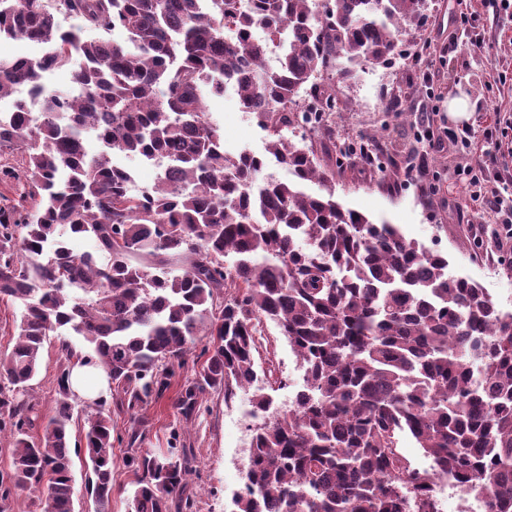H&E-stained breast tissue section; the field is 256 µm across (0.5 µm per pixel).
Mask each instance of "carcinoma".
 <instances>
[{"label":"carcinoma","instance_id":"obj_1","mask_svg":"<svg viewBox=\"0 0 512 512\" xmlns=\"http://www.w3.org/2000/svg\"><path fill=\"white\" fill-rule=\"evenodd\" d=\"M427 0H0V36L43 48L0 60V157L22 153V204L0 207V300L20 306L16 342L0 359V432L13 440L0 472V512L19 489L44 512H74L70 445L79 429L96 512H110L112 411L71 401L75 358L103 367L129 411L161 395L174 365L209 337L195 381L177 405L258 379V325L272 322L302 370L286 411L269 391L253 399L252 448L232 512H437L429 484L443 476L484 512H512V312L479 285L448 274V259L336 201V146L299 97L336 111L323 75L352 77L402 55ZM81 25L65 29L59 16ZM119 27L128 44L87 37ZM260 28L265 36L253 37ZM276 64L265 65L269 44ZM80 65L69 91L43 75ZM230 85L270 136L268 153L292 180L260 181L267 158L227 154L205 91ZM93 134L100 150L89 154ZM162 167L143 192L117 156ZM305 182L322 194L310 195ZM88 237L78 252L71 238ZM181 261L180 271L173 262ZM62 336L59 399L41 420L29 400L47 338ZM69 336L79 337L78 352ZM411 436L433 471L401 450ZM131 434L132 512H193L194 456L151 453Z\"/></svg>","mask_w":512,"mask_h":512}]
</instances>
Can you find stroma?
<instances>
[{
    "instance_id": "obj_1",
    "label": "stroma",
    "mask_w": 512,
    "mask_h": 512,
    "mask_svg": "<svg viewBox=\"0 0 512 512\" xmlns=\"http://www.w3.org/2000/svg\"><path fill=\"white\" fill-rule=\"evenodd\" d=\"M473 18L458 20L461 8ZM481 48H474V41ZM405 57L391 65L366 66L354 78L337 80L336 97L350 103L336 124V141H362L378 136L380 152L363 165L344 151L335 162L336 199L373 222L396 225L407 238L448 259L451 275L473 280L501 309L512 310V239L502 232L492 204L470 197L467 179L457 174L471 154L483 155L482 183L512 188V8L501 0H429L421 27L405 37ZM467 95L470 118L448 117V101ZM211 120L224 130V149L263 155L269 136L255 120L243 117L232 93L209 94ZM456 138L455 151L444 150ZM425 161L426 179L409 167ZM258 367L279 366L283 378H300L296 358L274 325H267L256 356ZM62 359L57 341L47 343L30 396L39 413L51 415L58 399L56 377ZM201 361L189 355L176 368L167 392L131 412H113L116 490L112 512H130L135 477L123 464V440L142 434V448L176 446L193 449L197 473L190 487L197 512H230L232 494L242 483V457L237 448L253 392L236 390L232 399L207 391L192 420L176 408L179 391L198 371Z\"/></svg>"
}]
</instances>
